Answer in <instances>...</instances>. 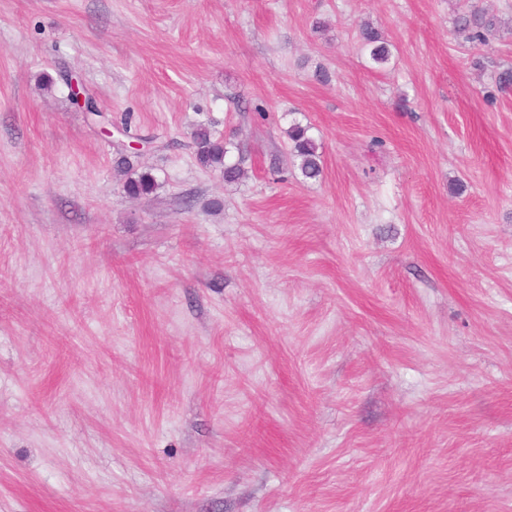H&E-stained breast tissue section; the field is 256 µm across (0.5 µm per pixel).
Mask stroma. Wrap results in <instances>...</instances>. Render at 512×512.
I'll list each match as a JSON object with an SVG mask.
<instances>
[{
  "mask_svg": "<svg viewBox=\"0 0 512 512\" xmlns=\"http://www.w3.org/2000/svg\"><path fill=\"white\" fill-rule=\"evenodd\" d=\"M471 5L512 19L0 0V512H512V34L464 42ZM201 124L241 182L197 164ZM360 39L369 50V57L379 67L387 64L391 57L390 44L371 27H363L360 31ZM291 141L290 154L298 162V168L305 179H319L323 174L320 146L308 135V130L298 124L288 129ZM117 166L127 174L124 191L131 197L149 196L158 187L155 176L149 171H138L133 164L132 156L126 150H116Z\"/></svg>",
  "mask_w": 512,
  "mask_h": 512,
  "instance_id": "1",
  "label": "stroma"
}]
</instances>
